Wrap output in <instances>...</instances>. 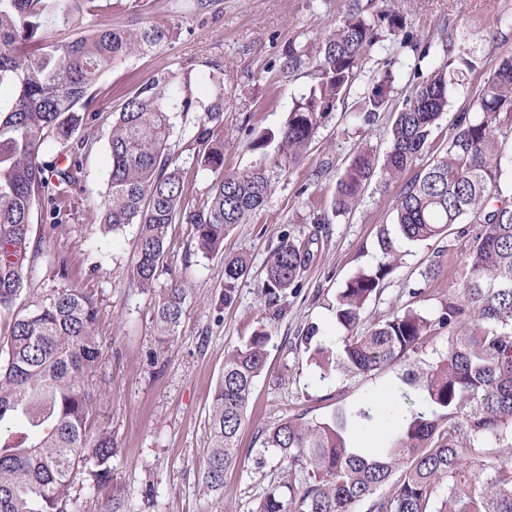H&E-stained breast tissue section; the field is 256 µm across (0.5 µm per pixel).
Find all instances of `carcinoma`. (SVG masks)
I'll return each mask as SVG.
<instances>
[{
  "mask_svg": "<svg viewBox=\"0 0 512 512\" xmlns=\"http://www.w3.org/2000/svg\"><path fill=\"white\" fill-rule=\"evenodd\" d=\"M112 0H0V87L13 90L0 106V512H73L77 492L101 497L100 512H137L114 478L116 443L99 420L89 379L101 368L96 333L98 299L82 288H55L15 310L25 291L30 224L40 212L50 226L63 223L55 199L77 183L80 132L98 120L95 88L101 77L130 56L147 53L175 34V27L149 21L132 28H98L93 18ZM389 34L410 41L400 14L384 16ZM72 32L53 39L58 29ZM377 33L348 0L343 20L316 50L313 84L300 94L278 134L264 132L251 143H276L274 164L299 159L309 149L321 119L343 102ZM446 59L419 75L396 113L383 163L376 154L354 155L336 183L332 212L346 213L361 196L377 166L397 178L433 147V134L448 107V85L475 63L470 52L446 42ZM389 75L361 98L359 111L384 110ZM192 72H159L141 83L114 113L109 138L110 171L101 223L114 232L137 225L129 276L153 294L157 342L177 333L186 300L178 282L155 288L164 270L166 236L175 222L193 226L198 252L224 256V304L231 303L249 267L243 255H224V237L266 202L270 169L256 165L224 172V143L213 129L224 124L221 97L205 105L192 95ZM198 112L196 162L214 175L207 203L181 205L179 156L169 137L173 113ZM512 131V55L502 59L458 113L447 146L428 167L402 186L392 228L378 245L383 261L345 284L336 298V322L345 330L337 350L314 341L308 327L296 344L327 375L369 373L398 362L431 331L432 321L414 310L355 331L366 302L392 271L404 242L437 238L455 224L482 225L467 252L469 273L460 297L448 302L438 325L448 329V353L427 369L408 373L424 407L411 414L390 446L359 448L350 431L372 418L369 408L340 411L322 422L285 419L264 438L295 474L287 486L267 491L258 512H429L439 485L448 491L437 512H512V461L473 458L461 434L498 436L512 425V204L499 198L502 139ZM63 145L64 160H44L48 138ZM310 261V250L282 235L266 265L261 292L268 304L286 299ZM471 334L455 335L468 315ZM269 336L255 332L224 355L209 410V448L200 477L207 488H224V471L238 457V432L254 381L266 368ZM388 487L383 495L377 492Z\"/></svg>",
  "mask_w": 512,
  "mask_h": 512,
  "instance_id": "1",
  "label": "carcinoma"
}]
</instances>
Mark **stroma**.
Returning a JSON list of instances; mask_svg holds the SVG:
<instances>
[{"label": "stroma", "instance_id": "obj_1", "mask_svg": "<svg viewBox=\"0 0 512 512\" xmlns=\"http://www.w3.org/2000/svg\"><path fill=\"white\" fill-rule=\"evenodd\" d=\"M133 11L129 0H114L100 13L98 27L130 25L143 17L161 25L178 26L171 44L115 66L97 85L100 118L87 133L79 157L78 184L57 199L64 220L50 229L33 219L32 241L41 248L30 263L27 306L62 283L95 294L97 332L103 343V367L92 383L100 419L109 424L118 443L113 473L139 512H257L266 491L288 482V470L278 454L263 446V438L278 421L304 417L322 421L340 409L372 404L375 418L361 424L355 439L376 450L388 446L410 412L421 410L419 390L407 385L410 364L432 365L448 352V332L431 331L406 360L368 374L321 375L295 341L308 325H316L327 343L339 342L344 331L336 323V296L361 270L375 269L381 259L377 238L392 223L402 182L375 172L360 200L348 213L331 214L336 182L362 146L384 153L395 113L409 92L414 72H428L442 63L444 40L476 47V69L448 89L437 141L449 128L490 69L512 54V0H360L367 16L378 22L380 40L368 48L361 70L344 103L319 125L313 142L295 163L275 169L271 192L249 223L235 225L224 239L225 253H244L250 271L237 286L232 304L224 292L223 255L205 256L194 245L191 225L175 223L168 232L169 269L158 287L178 281L186 290L185 313L174 340L157 346L152 298L128 275L136 242L135 226L112 233L97 214L110 170L108 139L112 114L132 90L159 72L192 71V91L210 101L212 85L204 73L224 72V125L214 132L224 142V168L242 171L262 155L249 143L259 133L278 131L294 96L312 83V63L289 67L288 45L315 50L320 37L340 23L346 0H141ZM406 17L412 43L392 40L382 15ZM394 80L387 92V109L372 122L363 121L358 100L382 71ZM195 116L177 125L171 138L180 154L185 201L200 206L212 181L197 164L191 146ZM331 215L315 226L317 212ZM310 242L313 257L298 288L289 292L281 314H274L261 284L265 265L281 233ZM466 237L444 235L403 245L392 272L365 305L361 327L388 316L414 310L437 319L449 300L457 298L468 275ZM66 260L68 281L56 276L58 260ZM439 271L428 277L431 261ZM269 337L268 359L257 378L240 432L239 460L224 475L221 493L207 490L200 464L207 446V416L212 392L224 366V355L242 345L256 330ZM157 360H150V352Z\"/></svg>", "mask_w": 512, "mask_h": 512}]
</instances>
